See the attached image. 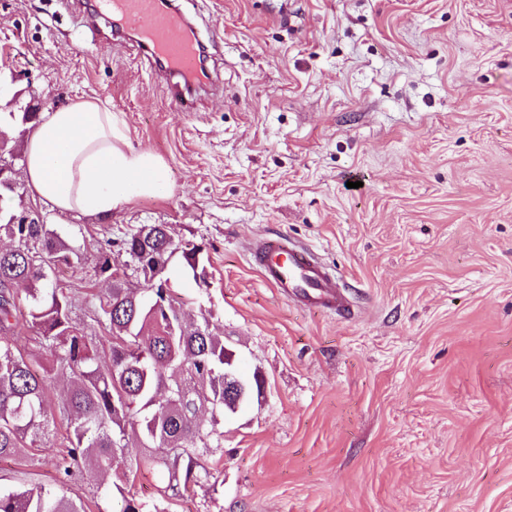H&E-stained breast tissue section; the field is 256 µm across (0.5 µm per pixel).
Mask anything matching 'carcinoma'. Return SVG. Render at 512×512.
Here are the masks:
<instances>
[{"label": "carcinoma", "mask_w": 512, "mask_h": 512, "mask_svg": "<svg viewBox=\"0 0 512 512\" xmlns=\"http://www.w3.org/2000/svg\"><path fill=\"white\" fill-rule=\"evenodd\" d=\"M0 213V458H51L52 483L0 487V512H92L67 496L79 475L118 474V512H146L132 491L147 473L159 476L168 499L210 477L202 457L221 447L224 417V336L207 316L180 322L164 277L178 252L195 267L202 249L174 243L154 224L108 240L97 250L95 276L108 292L85 303L91 323L74 315L75 299L53 286L61 266L85 257L50 224H25ZM140 262L145 287H125L119 263ZM21 339L35 352L24 353ZM57 399L66 421L59 432L47 403ZM143 454L129 459V449Z\"/></svg>", "instance_id": "obj_1"}]
</instances>
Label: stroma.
<instances>
[{
	"instance_id": "35a3bbf8",
	"label": "stroma",
	"mask_w": 512,
	"mask_h": 512,
	"mask_svg": "<svg viewBox=\"0 0 512 512\" xmlns=\"http://www.w3.org/2000/svg\"><path fill=\"white\" fill-rule=\"evenodd\" d=\"M214 87L175 111L171 79L85 0H0V130L79 98L160 154L165 197L107 219L33 207L93 275L105 237L168 225L190 318L212 315L263 399L226 416L212 477L159 512H512V0H178ZM313 250L355 315L263 281L255 238Z\"/></svg>"
}]
</instances>
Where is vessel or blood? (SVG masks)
<instances>
[{
  "label": "vessel or blood",
  "instance_id": "obj_1",
  "mask_svg": "<svg viewBox=\"0 0 512 512\" xmlns=\"http://www.w3.org/2000/svg\"><path fill=\"white\" fill-rule=\"evenodd\" d=\"M97 9L137 34L149 51L151 65L162 66L181 78V85L170 89L171 103L178 111H193L196 99L188 89L203 83L199 72L200 40L172 0H97ZM250 257L262 277L280 288L285 297L311 309L350 315L349 304L336 280L309 249L289 247L282 237H268L253 245Z\"/></svg>",
  "mask_w": 512,
  "mask_h": 512
}]
</instances>
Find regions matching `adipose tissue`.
Returning <instances> with one entry per match:
<instances>
[{"label":"adipose tissue","mask_w":512,"mask_h":512,"mask_svg":"<svg viewBox=\"0 0 512 512\" xmlns=\"http://www.w3.org/2000/svg\"><path fill=\"white\" fill-rule=\"evenodd\" d=\"M24 178L52 209L98 218L135 198L164 197L170 187L162 156L134 148L119 114L91 99L41 113L28 136Z\"/></svg>","instance_id":"1"}]
</instances>
